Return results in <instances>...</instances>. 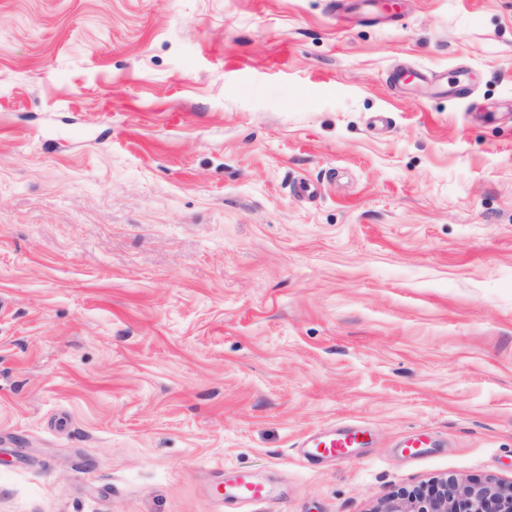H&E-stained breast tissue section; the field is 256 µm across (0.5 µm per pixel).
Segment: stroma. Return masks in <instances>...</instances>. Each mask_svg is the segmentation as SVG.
<instances>
[{"label": "stroma", "mask_w": 512, "mask_h": 512, "mask_svg": "<svg viewBox=\"0 0 512 512\" xmlns=\"http://www.w3.org/2000/svg\"><path fill=\"white\" fill-rule=\"evenodd\" d=\"M364 11L0 0V512L512 485V0ZM366 437L367 431L363 428H347L330 435L309 436L303 440L300 448L305 459H310L312 456L347 459L349 458L348 448L361 447L365 444Z\"/></svg>", "instance_id": "stroma-1"}]
</instances>
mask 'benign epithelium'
I'll use <instances>...</instances> for the list:
<instances>
[{"mask_svg": "<svg viewBox=\"0 0 512 512\" xmlns=\"http://www.w3.org/2000/svg\"><path fill=\"white\" fill-rule=\"evenodd\" d=\"M374 512H512V485L443 476L426 491H403L383 500Z\"/></svg>", "mask_w": 512, "mask_h": 512, "instance_id": "benign-epithelium-1", "label": "benign epithelium"}]
</instances>
